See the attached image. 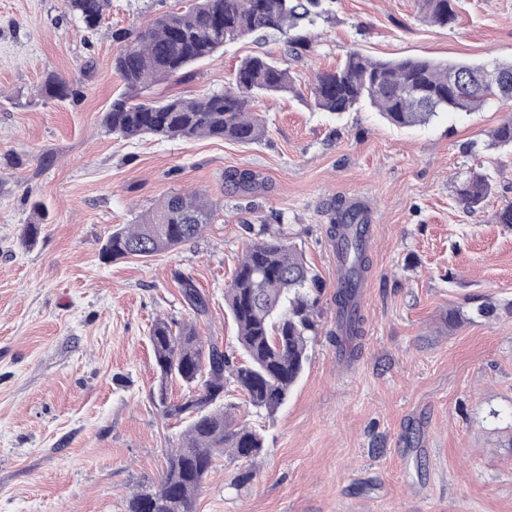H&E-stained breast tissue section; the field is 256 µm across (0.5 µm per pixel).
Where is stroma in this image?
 I'll return each mask as SVG.
<instances>
[{
    "label": "stroma",
    "instance_id": "1",
    "mask_svg": "<svg viewBox=\"0 0 512 512\" xmlns=\"http://www.w3.org/2000/svg\"><path fill=\"white\" fill-rule=\"evenodd\" d=\"M187 0H111L86 30L63 0H0V512H124L158 482L180 425L150 392L155 320H191L177 283L208 302L201 335L235 345L224 290L251 233L290 235L323 285L326 332L274 417L255 465L226 456L197 512H512V157L490 133L512 118L494 104L411 128L369 108L336 117L312 106L318 72L358 50L374 59L512 60V0H461L454 28L427 23L421 0H335L300 56L245 37L154 85L151 95L223 90L257 50L280 58L296 93L259 100L266 135L251 146L198 138L123 139L101 128L121 87L112 35ZM66 81L48 99L46 78ZM485 170L495 190L477 213L454 200L460 177ZM232 171L254 174L232 188ZM217 201L211 224L180 249L105 262L102 247L174 192ZM366 207L375 231L360 302L362 347L338 356L335 199ZM39 223L34 244L22 228ZM492 317L447 327L449 310L486 300Z\"/></svg>",
    "mask_w": 512,
    "mask_h": 512
}]
</instances>
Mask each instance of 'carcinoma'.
<instances>
[{
    "mask_svg": "<svg viewBox=\"0 0 512 512\" xmlns=\"http://www.w3.org/2000/svg\"><path fill=\"white\" fill-rule=\"evenodd\" d=\"M109 0H64L65 8L85 28H97ZM326 0H194L186 10L160 15L134 32H118L112 68L123 90L102 120L105 133L124 139L209 137L251 144L265 135L253 103L263 97L295 91L288 69L270 56L246 58L230 86L203 97L146 98V88L174 78L224 48L228 42L254 36L286 37L285 53L298 56L308 42L301 22L327 13ZM460 0H424V16L450 27L458 19ZM463 74L468 88L448 86V71ZM487 67L427 58L376 60L349 51L336 69L319 73L311 88L314 106L339 116L367 105L397 127L424 125L445 112L470 114L490 102L512 101V82L483 83ZM48 98H66L67 83L49 80ZM490 146L512 150V120L491 134ZM488 172L471 171L456 186V201L468 213L480 210L493 193ZM216 202L197 192L173 194L137 223L116 228L103 248L108 259H144L174 251L200 234L211 221ZM369 213L356 202L338 199L330 208V237L336 247V331L330 333L338 353L358 354L364 318L355 298L370 270L363 235ZM193 320L173 327L159 319L151 327L158 380L151 396L168 419L187 421L179 443L166 455L158 483L135 492L125 512H196V499L220 455L250 461L261 454L263 436L233 422L236 405L226 401L229 389L240 392L257 414L272 417L286 402L308 362L311 344L322 332V287L304 255L283 233L246 245L224 304L237 327L238 350L213 338L202 339L195 319L208 304L189 277L179 280ZM179 383L181 399L169 389Z\"/></svg>",
    "mask_w": 512,
    "mask_h": 512,
    "instance_id": "obj_1",
    "label": "carcinoma"
}]
</instances>
